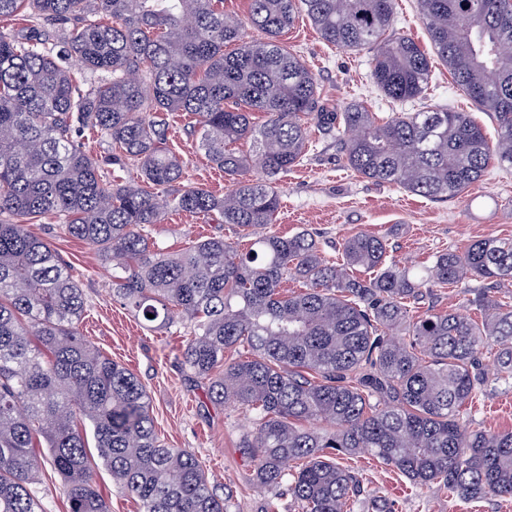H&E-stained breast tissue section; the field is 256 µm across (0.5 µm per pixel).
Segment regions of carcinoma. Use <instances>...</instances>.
I'll use <instances>...</instances> for the list:
<instances>
[{
  "label": "carcinoma",
  "instance_id": "cac0c4a2",
  "mask_svg": "<svg viewBox=\"0 0 512 512\" xmlns=\"http://www.w3.org/2000/svg\"><path fill=\"white\" fill-rule=\"evenodd\" d=\"M437 57L495 119L491 144L467 112H395L380 123L360 103L326 112L314 74L281 42L305 13L329 44L372 53L371 78L402 103L420 97L431 61L393 32L394 0H0V512H47L38 485L56 474L70 512H108L88 455L139 512H230L201 461L159 440L146 387L80 331L83 289L31 224L97 248L112 298L148 323L186 319L179 357L211 403L255 417L241 442L264 512H388L340 455L369 453L414 488L512 497V431L467 418L488 381L512 388V303L484 297L481 322L452 311L409 317L432 281H512V239L434 256L426 278L360 232L327 260L310 233L279 235L276 177L303 160L308 127L336 131L348 167L435 200L480 181L491 159L512 167V0H419ZM111 18L102 24L96 17ZM251 27L261 37L245 40ZM89 78H73V62ZM262 112L256 126L251 113ZM166 112L196 118L200 149L233 188L183 185ZM114 146L102 175L73 134ZM248 139L252 153L228 145ZM262 179L248 177L251 170ZM172 209L232 226L167 254L149 230ZM361 269L370 278L359 279ZM293 277L298 292L281 291ZM152 317H147V314ZM498 349L495 373L480 357ZM291 495L282 502L280 489Z\"/></svg>",
  "mask_w": 512,
  "mask_h": 512
}]
</instances>
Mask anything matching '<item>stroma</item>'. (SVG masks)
<instances>
[{"label":"stroma","mask_w":512,"mask_h":512,"mask_svg":"<svg viewBox=\"0 0 512 512\" xmlns=\"http://www.w3.org/2000/svg\"><path fill=\"white\" fill-rule=\"evenodd\" d=\"M281 40L314 73L327 111L340 112L359 101L378 117L390 114V104L371 81L369 51L328 44L303 14ZM426 106L473 113L488 137L496 135L495 122L458 90L442 63H435L424 98L404 104L403 109L414 112ZM189 121L186 113H168L169 144L186 160L188 182L224 195L230 183L221 180L220 169L188 135ZM276 186L281 202L277 231L287 236L313 232L331 260L338 258L345 238L361 231L383 238L396 259L421 266L430 265L440 251L460 252L479 239L512 238V169L494 162L479 182L459 196L431 200L360 176L345 164L335 134L313 127L303 162L279 175ZM31 230L54 245L81 284L86 298L80 325L84 336L145 385L162 442L198 456L218 495L228 496L231 512H263L266 496L249 485L251 463L239 449L243 435L253 428L252 418L209 401L204 383L181 364L175 329L147 323L113 301L112 267L95 247L62 236L53 224H35ZM215 235L230 239L234 232L214 220L176 211L168 212L151 231L153 241L170 254ZM483 286L480 280L458 287L433 286L420 309L454 310L480 319L474 302ZM468 415L485 430L512 431V389L479 391L468 405ZM341 464L356 470L365 490L382 495L392 512H512V498L470 502L449 499L440 487L412 488L392 467L365 453L343 457Z\"/></svg>","instance_id":"obj_1"}]
</instances>
